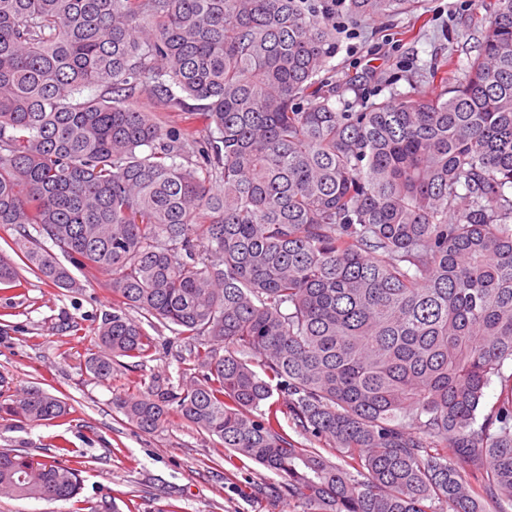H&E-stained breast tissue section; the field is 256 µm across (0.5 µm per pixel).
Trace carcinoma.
<instances>
[{
  "instance_id": "carcinoma-1",
  "label": "carcinoma",
  "mask_w": 512,
  "mask_h": 512,
  "mask_svg": "<svg viewBox=\"0 0 512 512\" xmlns=\"http://www.w3.org/2000/svg\"><path fill=\"white\" fill-rule=\"evenodd\" d=\"M417 4L0 0L15 254L64 290L74 268L112 276L85 361L101 383L156 348L129 311L171 328L198 375L114 405L145 433L174 414L217 437L298 512L512 504V0H488L477 56L443 62L434 93L338 112L329 77L336 8ZM0 413L70 404L35 389ZM80 489L69 449L0 448V494Z\"/></svg>"
}]
</instances>
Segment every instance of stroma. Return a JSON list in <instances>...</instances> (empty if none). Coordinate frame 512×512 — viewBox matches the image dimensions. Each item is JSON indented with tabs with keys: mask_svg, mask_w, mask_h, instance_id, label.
Listing matches in <instances>:
<instances>
[{
	"mask_svg": "<svg viewBox=\"0 0 512 512\" xmlns=\"http://www.w3.org/2000/svg\"><path fill=\"white\" fill-rule=\"evenodd\" d=\"M481 0H423L418 12L369 18L354 26L337 19V103L389 97L427 86L433 67L448 56L466 63L482 38ZM361 74V94L348 90ZM24 288L0 286V394L44 389L67 397L65 419L31 426L0 417V448L50 456L66 444L83 462L81 491L65 501L0 495V512H91L111 503L115 512H294L279 491V476L235 457L204 430L171 418L153 433L130 425L112 402L133 388L176 386L193 374V360L164 326L149 328L158 352L138 368H120L103 385L84 362L95 347L93 328L112 308L109 277L87 279L67 291L21 269Z\"/></svg>",
	"mask_w": 512,
	"mask_h": 512,
	"instance_id": "35a3bbf8",
	"label": "stroma"
}]
</instances>
